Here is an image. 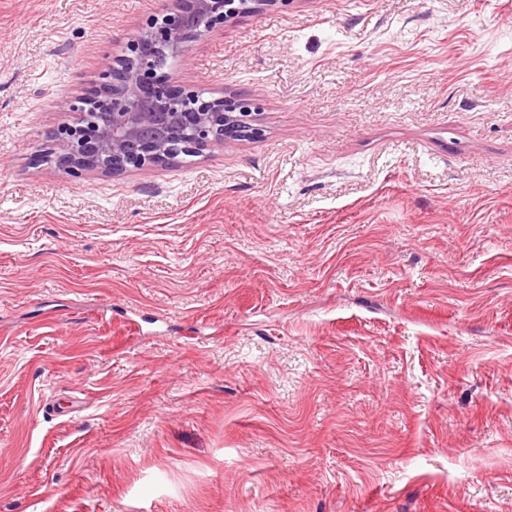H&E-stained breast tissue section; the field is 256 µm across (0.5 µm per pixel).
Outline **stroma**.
<instances>
[{
  "label": "stroma",
  "mask_w": 512,
  "mask_h": 512,
  "mask_svg": "<svg viewBox=\"0 0 512 512\" xmlns=\"http://www.w3.org/2000/svg\"><path fill=\"white\" fill-rule=\"evenodd\" d=\"M158 0H0V512L512 507V0H283L172 79L258 136L35 158Z\"/></svg>",
  "instance_id": "35a3bbf8"
}]
</instances>
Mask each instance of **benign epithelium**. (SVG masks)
<instances>
[{
  "label": "benign epithelium",
  "instance_id": "7a95c632",
  "mask_svg": "<svg viewBox=\"0 0 512 512\" xmlns=\"http://www.w3.org/2000/svg\"><path fill=\"white\" fill-rule=\"evenodd\" d=\"M248 2L246 9L236 0H165L129 44L133 55L125 56L127 62L105 61L103 81L71 105L76 121L54 136L44 159L63 170L98 169L116 176L257 134L248 99L235 94L206 99L173 84L166 71L168 58L185 55L217 26L281 0ZM108 101L112 111H100Z\"/></svg>",
  "mask_w": 512,
  "mask_h": 512
}]
</instances>
